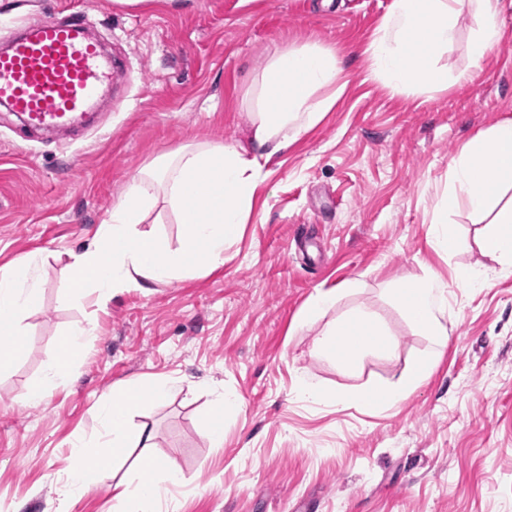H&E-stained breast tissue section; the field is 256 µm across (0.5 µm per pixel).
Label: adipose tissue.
Listing matches in <instances>:
<instances>
[{
	"mask_svg": "<svg viewBox=\"0 0 512 512\" xmlns=\"http://www.w3.org/2000/svg\"><path fill=\"white\" fill-rule=\"evenodd\" d=\"M482 2L483 20L469 44V56L476 62L501 41V17L512 13V0ZM460 3L393 0L365 49L373 75L396 91L447 83L449 76L437 68L436 60L457 38ZM340 76L335 52L320 43L275 54L252 92L255 110L247 141L186 145L142 170L87 246L74 254L71 270L77 278L65 282L63 300L78 302L90 296L102 307L117 292L175 284L223 266L224 251L236 242L270 164L332 110L343 91ZM461 202L491 222L482 239L484 254L512 265V118L473 136L452 157L443 207L449 212ZM160 203L182 226L178 246L143 228ZM37 262L28 255L0 266V369L18 357L25 341L22 322L42 301L34 273ZM394 295L414 328L430 336L436 347L447 345L446 281L429 271L402 282ZM94 332L90 320L73 322L63 333L64 351L56 353L45 378L27 388L24 400L40 401L48 384L71 378L74 357ZM352 335L357 343H349ZM316 346L340 369L350 371L366 355L391 356L396 343L370 313L357 309L325 328ZM431 367V359H417L399 383L368 389L360 401L369 409L391 407L427 379ZM172 389L168 380H134L98 406L106 432L77 443L68 470L70 494L91 491L111 465L138 448L150 479L134 485L115 483L112 499L118 506H130L131 512H157L167 485L177 477L157 451L152 428L130 427L129 419L144 404L166 400Z\"/></svg>",
	"mask_w": 512,
	"mask_h": 512,
	"instance_id": "1",
	"label": "adipose tissue"
}]
</instances>
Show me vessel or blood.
Instances as JSON below:
<instances>
[{
	"instance_id": "vessel-or-blood-1",
	"label": "vessel or blood",
	"mask_w": 512,
	"mask_h": 512,
	"mask_svg": "<svg viewBox=\"0 0 512 512\" xmlns=\"http://www.w3.org/2000/svg\"><path fill=\"white\" fill-rule=\"evenodd\" d=\"M82 13L49 16L23 27L0 49V105L36 130L82 123L96 110L115 70L86 33Z\"/></svg>"
}]
</instances>
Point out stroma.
Here are the masks:
<instances>
[{
    "mask_svg": "<svg viewBox=\"0 0 512 512\" xmlns=\"http://www.w3.org/2000/svg\"><path fill=\"white\" fill-rule=\"evenodd\" d=\"M393 0H0V43L14 22L83 13L125 72L95 127L42 135L0 107V265L35 253L42 305L23 322L26 346L0 371V512H113L111 484L136 479L127 461L83 497L62 477L76 440L99 432L93 408L144 375L180 385L142 408L177 472V512H512V267L475 291L458 268L482 262L488 225L466 206L448 220L452 254L428 229L463 143L512 118V17L480 63L467 52L481 20L466 0L458 40L439 59L470 81L394 94L369 78L363 50ZM315 38L332 48L347 86L334 109L278 156L222 268L151 292L121 291L107 306L62 299L71 254L92 237L130 181L157 156L194 141L240 140L248 91L279 51ZM434 271L448 284V345L423 384L379 413L358 395L401 380L433 350L393 301L400 280ZM335 307L309 323L316 290ZM363 308L396 342L352 372L314 346L319 332ZM93 319L96 334L69 380L37 404L62 332ZM306 374L343 404L297 395ZM242 408L224 445L205 438L217 393ZM342 288L330 287L319 288L311 298L308 306L303 312L304 319H310L319 316L325 310L336 304L338 300V290Z\"/></svg>",
    "mask_w": 512,
    "mask_h": 512,
    "instance_id": "35a3bbf8",
    "label": "stroma"
}]
</instances>
